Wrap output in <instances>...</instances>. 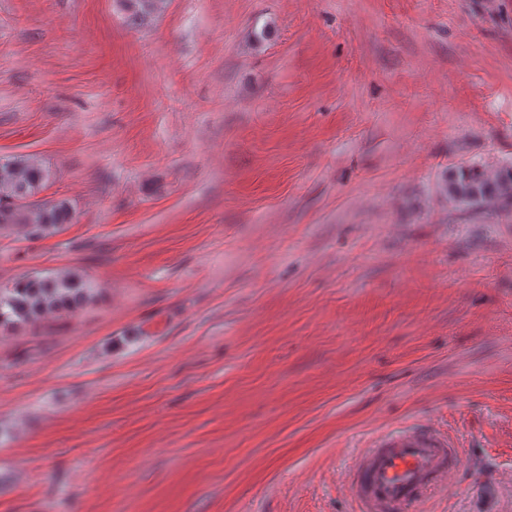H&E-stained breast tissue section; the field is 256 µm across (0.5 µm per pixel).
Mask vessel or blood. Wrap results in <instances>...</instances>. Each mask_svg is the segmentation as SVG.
Wrapping results in <instances>:
<instances>
[{"label":"vessel or blood","instance_id":"1","mask_svg":"<svg viewBox=\"0 0 512 512\" xmlns=\"http://www.w3.org/2000/svg\"><path fill=\"white\" fill-rule=\"evenodd\" d=\"M458 461L451 441L436 433L411 430L376 439L356 461L355 499L361 512H401L441 486Z\"/></svg>","mask_w":512,"mask_h":512}]
</instances>
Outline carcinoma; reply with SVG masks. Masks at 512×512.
I'll return each mask as SVG.
<instances>
[{
  "instance_id": "carcinoma-1",
  "label": "carcinoma",
  "mask_w": 512,
  "mask_h": 512,
  "mask_svg": "<svg viewBox=\"0 0 512 512\" xmlns=\"http://www.w3.org/2000/svg\"><path fill=\"white\" fill-rule=\"evenodd\" d=\"M134 20L159 9L161 0H120ZM48 171L29 157L0 160V224H31L39 232H57L69 223L70 205L58 201L30 212L19 202L36 195ZM448 199L462 209L482 208L512 200V169L489 172L471 166L448 176ZM96 297L92 281L74 272L34 274L0 288V329L33 325L55 311H75Z\"/></svg>"
}]
</instances>
